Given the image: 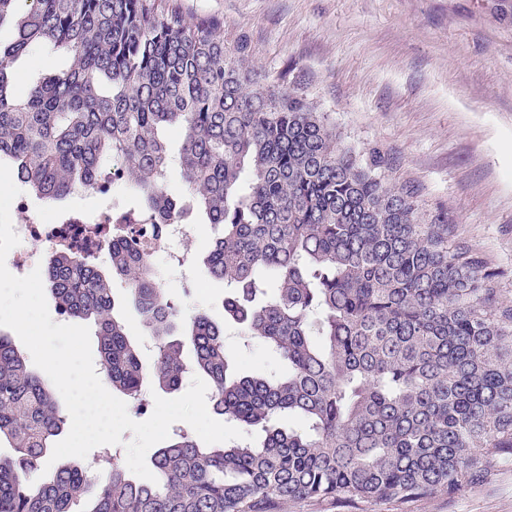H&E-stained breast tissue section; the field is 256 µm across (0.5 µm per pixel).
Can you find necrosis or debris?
<instances>
[{"mask_svg":"<svg viewBox=\"0 0 512 512\" xmlns=\"http://www.w3.org/2000/svg\"><path fill=\"white\" fill-rule=\"evenodd\" d=\"M12 208L23 215L14 225L23 247L7 255L8 266L15 276H25L28 268L47 252L70 251L94 260L103 248L129 244L148 257L165 256L183 281L194 285L200 282L188 258L197 232L190 218L152 224L141 211L125 209L115 202L96 215L80 211L58 213L47 223L41 216L29 215L30 204L26 198H16Z\"/></svg>","mask_w":512,"mask_h":512,"instance_id":"1","label":"necrosis or debris"}]
</instances>
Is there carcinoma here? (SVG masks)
I'll use <instances>...</instances> for the list:
<instances>
[{
	"mask_svg": "<svg viewBox=\"0 0 512 512\" xmlns=\"http://www.w3.org/2000/svg\"><path fill=\"white\" fill-rule=\"evenodd\" d=\"M0 163L41 200L95 188L113 163L142 210L164 224L180 206L177 167L208 223L223 226L206 258L234 292L224 309L245 341L281 361L239 375L224 330L194 316V366L215 413L257 440L208 447L187 433L157 450V482L107 455L87 512H269L274 501L453 496L512 456V303L495 274L430 212L378 146L341 144L326 113L290 78L261 70L245 36L189 18L177 0H0ZM36 46L67 57L23 98L14 63ZM174 129L172 152L162 131ZM141 323L157 344L144 371L110 283L86 258L52 260L61 311L94 321L103 372L132 401L151 382L177 390L188 365L170 339L177 310L133 247L112 249ZM284 417L299 426H278ZM65 419L51 386L0 334V512H74L90 478L51 456Z\"/></svg>",
	"mask_w": 512,
	"mask_h": 512,
	"instance_id": "cac0c4a2",
	"label": "carcinoma"
}]
</instances>
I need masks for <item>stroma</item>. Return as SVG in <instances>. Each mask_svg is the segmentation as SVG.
<instances>
[{"instance_id":"obj_1","label":"stroma","mask_w":512,"mask_h":512,"mask_svg":"<svg viewBox=\"0 0 512 512\" xmlns=\"http://www.w3.org/2000/svg\"><path fill=\"white\" fill-rule=\"evenodd\" d=\"M190 17H215L244 33L258 66H289L342 145L383 147L398 175L420 187L429 210L445 209L455 233L487 258L501 300L512 301V0H181ZM61 55L38 51L18 59L11 90L25 96L35 78L55 73ZM189 252L203 295L173 276L164 260L157 275L178 310L174 338L192 360L188 330L204 313L224 329V347L242 373L273 372L280 362L259 342L243 343L239 325L224 315L222 281L204 265L219 228L204 223ZM110 275L115 314L140 345L145 370L154 349L129 301L127 281ZM365 512H512V458L455 496L436 494L395 509L386 502Z\"/></svg>"}]
</instances>
